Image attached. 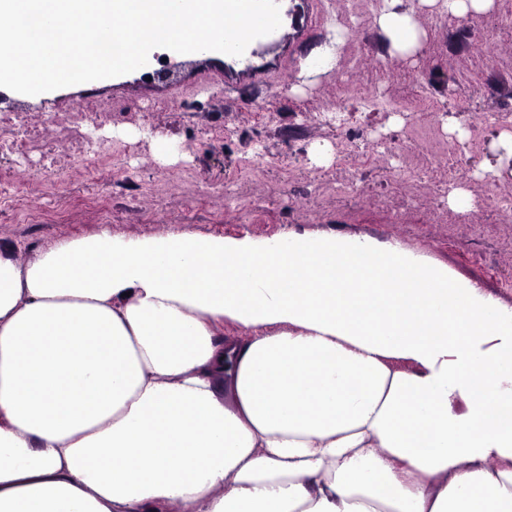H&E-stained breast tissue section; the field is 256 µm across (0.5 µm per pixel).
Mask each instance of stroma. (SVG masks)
<instances>
[{
  "label": "stroma",
  "mask_w": 512,
  "mask_h": 512,
  "mask_svg": "<svg viewBox=\"0 0 512 512\" xmlns=\"http://www.w3.org/2000/svg\"><path fill=\"white\" fill-rule=\"evenodd\" d=\"M344 6V0H286L276 40L239 57L171 56L175 70L166 81L147 80L159 67L152 57L134 72L39 96L0 90V113H18L43 134L27 152L0 156V245L26 262L58 239L87 237L104 224L127 238L175 231L264 240L287 231L334 232L398 240L499 292L502 274L512 268V225L493 209L474 226L454 210L447 223L431 224L429 209L445 206L447 198L426 196L397 217L378 203L390 181L382 164L358 173L351 196L319 195L335 176L336 157L319 164L311 157L317 147L335 148L343 132L318 117L336 93L335 73L308 60L337 34L326 14ZM400 6L414 9L425 40L420 51L391 64L439 99L444 113L430 120L437 137H451L459 103L474 114L512 111V38L491 33L484 14L446 27L419 0ZM486 42L493 45L488 55L481 50ZM396 73L390 84H397ZM90 102L111 103V116L87 114L86 145L55 144L54 114ZM339 109L375 139H401L421 123L396 110H365L354 95ZM161 143L173 146V154L158 157ZM288 164L302 175L284 180L280 168ZM254 166L257 180L239 191L258 208V224L225 210L222 193L225 181ZM189 184L216 192L195 196L186 192ZM316 197L321 204L310 220L304 211Z\"/></svg>",
  "instance_id": "stroma-1"
}]
</instances>
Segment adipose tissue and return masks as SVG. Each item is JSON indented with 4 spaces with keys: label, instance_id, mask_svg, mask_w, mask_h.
Segmentation results:
<instances>
[{
    "label": "adipose tissue",
    "instance_id": "1",
    "mask_svg": "<svg viewBox=\"0 0 512 512\" xmlns=\"http://www.w3.org/2000/svg\"><path fill=\"white\" fill-rule=\"evenodd\" d=\"M0 512H512V307L367 236L0 255Z\"/></svg>",
    "mask_w": 512,
    "mask_h": 512
}]
</instances>
